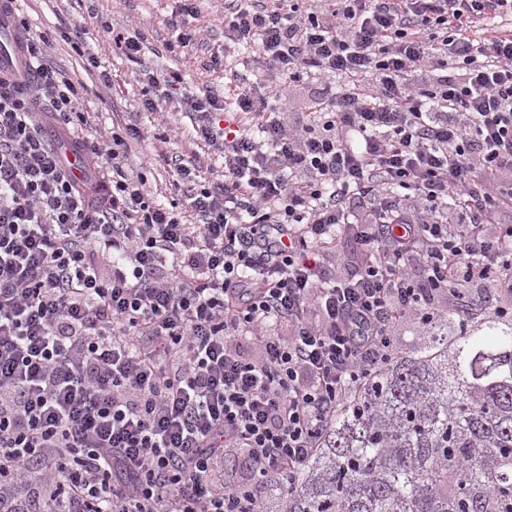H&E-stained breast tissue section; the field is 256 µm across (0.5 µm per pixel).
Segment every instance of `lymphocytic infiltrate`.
I'll return each instance as SVG.
<instances>
[{"instance_id":"obj_1","label":"lymphocytic infiltrate","mask_w":512,"mask_h":512,"mask_svg":"<svg viewBox=\"0 0 512 512\" xmlns=\"http://www.w3.org/2000/svg\"><path fill=\"white\" fill-rule=\"evenodd\" d=\"M511 14L224 0V52L252 51L262 85L138 73L143 108L189 112L224 160L209 185L174 156L168 206L124 171L138 127L71 139L79 90L20 22L39 83L0 72V512H271L403 325H466L482 290L512 318ZM305 79L322 89L285 123ZM230 448L248 477L228 485Z\"/></svg>"}]
</instances>
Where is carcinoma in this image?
<instances>
[{"instance_id":"cac0c4a2","label":"carcinoma","mask_w":512,"mask_h":512,"mask_svg":"<svg viewBox=\"0 0 512 512\" xmlns=\"http://www.w3.org/2000/svg\"><path fill=\"white\" fill-rule=\"evenodd\" d=\"M284 496L287 512H512V321L443 320L395 353Z\"/></svg>"}]
</instances>
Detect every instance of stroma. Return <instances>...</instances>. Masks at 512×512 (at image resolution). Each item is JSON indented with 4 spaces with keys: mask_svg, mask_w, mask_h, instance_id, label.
I'll return each instance as SVG.
<instances>
[{
    "mask_svg": "<svg viewBox=\"0 0 512 512\" xmlns=\"http://www.w3.org/2000/svg\"><path fill=\"white\" fill-rule=\"evenodd\" d=\"M173 6V0H18L17 5L18 16L35 31L93 28L104 22L143 36V55L137 63L116 48L110 37L92 42L99 70L111 78L106 85L99 81L98 70H86L82 57L70 44L57 41L49 56L67 78L83 87L82 107L91 121L84 127V135L107 141L113 132L128 126L144 129L145 138L128 145L125 168L142 175L165 204L176 197L171 156L190 158L203 178L216 183L223 180L224 161L197 140L189 113L174 108L162 114L143 109L148 88L136 79L139 66L162 75L180 74L187 93L209 90L221 95L226 87L238 85L251 75L250 67L241 65L231 73H209L202 68L203 62L224 45V0H198L196 26L203 42L184 51L168 47L166 23Z\"/></svg>",
    "mask_w": 512,
    "mask_h": 512,
    "instance_id": "stroma-1",
    "label": "stroma"
}]
</instances>
